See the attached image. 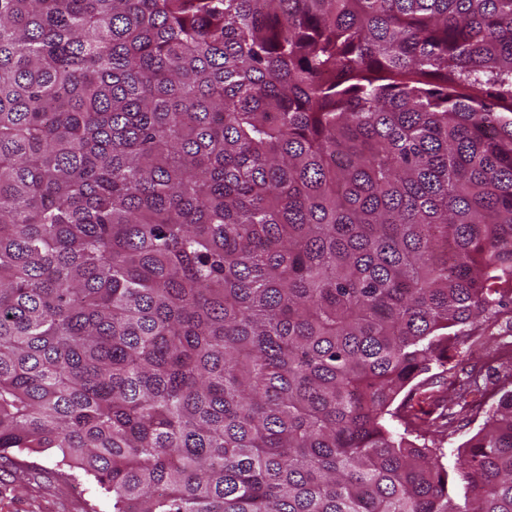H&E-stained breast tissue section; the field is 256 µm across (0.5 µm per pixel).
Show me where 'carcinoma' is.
Here are the masks:
<instances>
[{
	"instance_id": "1",
	"label": "carcinoma",
	"mask_w": 512,
	"mask_h": 512,
	"mask_svg": "<svg viewBox=\"0 0 512 512\" xmlns=\"http://www.w3.org/2000/svg\"><path fill=\"white\" fill-rule=\"evenodd\" d=\"M510 302L512 0H0V458L112 512H512ZM490 322H484V319H480L472 326V332L474 336H488L490 332L497 333L499 330H507L512 327V306L501 309V312L497 316L496 325L490 326ZM476 399L474 406L481 405L483 407L480 414L475 415L468 413L467 415L461 414L460 416H457L454 424L455 431L449 436H443L444 439H442V436L436 437L438 441L442 439L441 446L444 448L446 453L443 462L451 468L455 461L457 447L477 431L479 426L483 423L484 410L493 402V399H488L487 396L485 398Z\"/></svg>"
}]
</instances>
